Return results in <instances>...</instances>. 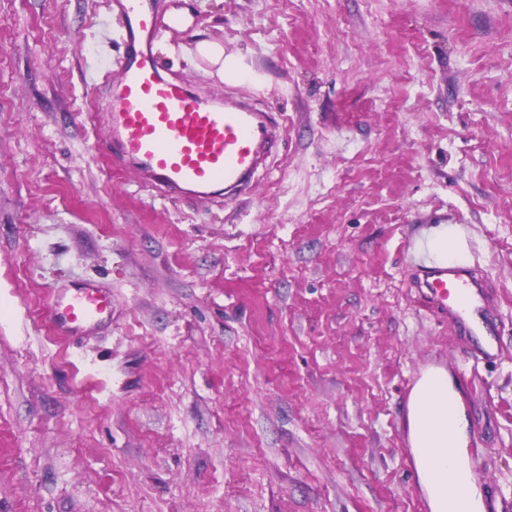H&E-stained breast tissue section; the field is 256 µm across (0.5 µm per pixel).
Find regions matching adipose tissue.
Listing matches in <instances>:
<instances>
[{
	"mask_svg": "<svg viewBox=\"0 0 512 512\" xmlns=\"http://www.w3.org/2000/svg\"><path fill=\"white\" fill-rule=\"evenodd\" d=\"M407 435L420 489L430 512H483L462 454L468 425L454 378L442 367L423 371L407 404Z\"/></svg>",
	"mask_w": 512,
	"mask_h": 512,
	"instance_id": "1",
	"label": "adipose tissue"
}]
</instances>
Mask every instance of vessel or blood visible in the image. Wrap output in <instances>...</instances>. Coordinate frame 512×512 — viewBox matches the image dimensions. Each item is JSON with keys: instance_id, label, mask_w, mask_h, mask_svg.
<instances>
[{"instance_id": "vessel-or-blood-1", "label": "vessel or blood", "mask_w": 512, "mask_h": 512, "mask_svg": "<svg viewBox=\"0 0 512 512\" xmlns=\"http://www.w3.org/2000/svg\"><path fill=\"white\" fill-rule=\"evenodd\" d=\"M114 4L129 50L113 59L112 30L104 28L98 56L86 70L95 84L120 73L105 114L102 150L168 193L206 198L247 186L280 139L276 115L215 102L162 74L153 43L171 28V19L145 10L140 0ZM410 276L422 307L448 322L464 346L463 378L476 382L480 364L501 355V323L483 273L433 260L411 265ZM49 315L66 334L78 336L111 318L112 296L88 281L56 296Z\"/></svg>"}]
</instances>
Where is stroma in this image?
<instances>
[{
  "label": "stroma",
  "instance_id": "stroma-1",
  "mask_svg": "<svg viewBox=\"0 0 512 512\" xmlns=\"http://www.w3.org/2000/svg\"><path fill=\"white\" fill-rule=\"evenodd\" d=\"M147 3L185 15L162 71L282 139L245 191L163 195L98 146L109 0H0V512H430L407 381L465 357L406 245L438 226L500 306L461 398L512 502V0ZM86 279L112 322L59 336L49 298ZM196 49L200 56L216 67V74L221 80L237 79L244 74L239 58L233 55L224 56V48L219 43L199 41Z\"/></svg>",
  "mask_w": 512,
  "mask_h": 512
}]
</instances>
